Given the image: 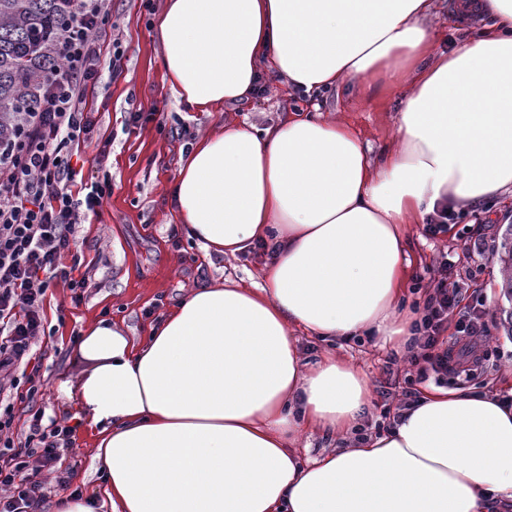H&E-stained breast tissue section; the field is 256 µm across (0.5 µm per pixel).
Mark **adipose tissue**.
Instances as JSON below:
<instances>
[{
    "label": "adipose tissue",
    "instance_id": "obj_1",
    "mask_svg": "<svg viewBox=\"0 0 512 512\" xmlns=\"http://www.w3.org/2000/svg\"><path fill=\"white\" fill-rule=\"evenodd\" d=\"M436 0H164L172 94L207 112L261 71L307 95L405 83L395 147L372 160L343 122L225 123L171 185L188 237L234 257L274 251L259 282L185 295L144 339L97 321L75 387L111 512H497L512 500V401L423 388L389 431L309 458L369 404L352 364L305 362L294 328L330 343L376 329L400 348L406 224L512 192V0L436 49Z\"/></svg>",
    "mask_w": 512,
    "mask_h": 512
}]
</instances>
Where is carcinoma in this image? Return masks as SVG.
I'll return each mask as SVG.
<instances>
[{"label":"carcinoma","instance_id":"1","mask_svg":"<svg viewBox=\"0 0 512 512\" xmlns=\"http://www.w3.org/2000/svg\"><path fill=\"white\" fill-rule=\"evenodd\" d=\"M74 0H0V142L21 131L38 95L57 73V35L74 19ZM502 288L512 299V224L499 255Z\"/></svg>","mask_w":512,"mask_h":512}]
</instances>
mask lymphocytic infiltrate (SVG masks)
I'll return each mask as SVG.
<instances>
[{"label": "lymphocytic infiltrate", "instance_id": "lymphocytic-infiltrate-1", "mask_svg": "<svg viewBox=\"0 0 512 512\" xmlns=\"http://www.w3.org/2000/svg\"><path fill=\"white\" fill-rule=\"evenodd\" d=\"M110 15V0H77L73 24L59 37L61 64L27 118L19 143L0 148V512H42L49 473L72 448L75 430L44 424L31 410L28 430L18 434L12 403L34 401L42 386L33 347L47 334L45 301L54 281L85 288L66 259L76 243L75 227L98 213L112 192L109 182L77 181L72 158L93 138L95 123L85 91L99 79L103 46L99 32ZM415 376L405 378L406 404L429 376L445 380L463 363L480 364L489 351L472 337H490L481 313L464 302L457 283L437 279L414 326ZM452 343H445V335Z\"/></svg>", "mask_w": 512, "mask_h": 512}]
</instances>
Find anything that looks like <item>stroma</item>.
<instances>
[{"mask_svg":"<svg viewBox=\"0 0 512 512\" xmlns=\"http://www.w3.org/2000/svg\"><path fill=\"white\" fill-rule=\"evenodd\" d=\"M111 5L114 33L124 50L122 73L116 78L103 73L98 83L88 87L86 98L97 126L92 142L72 163L83 179L111 180L112 193L100 214L89 215L77 227L81 269L88 277L81 300L73 301L70 288L61 281L48 292L46 314L51 334L36 348L43 379L36 404L49 420L71 418L75 409L74 403L63 401L58 387L65 381L77 382L89 367L75 350L76 340L88 325L100 319L115 320L139 338L188 290L226 278L238 281L257 276L260 256L209 257L179 230L167 185L177 174L182 150L224 121L262 128L306 106L304 99L271 79L250 100L214 112L187 108L170 92L161 47L153 36L152 23L162 0H112ZM404 93V88L394 83L370 96L332 90L320 103L324 116L350 124L369 155L377 157L396 137ZM156 107L164 111L161 122L122 132L127 113ZM478 220L487 237L499 240L505 227L512 224V194L467 206L456 222L449 224L447 233L433 239L426 235L424 225H404L408 264L403 305L412 309L423 302L441 253L452 252L454 271L463 278L467 302L482 303L493 323L492 356L472 386L497 393L507 371L512 370V337L498 324L502 311L512 308V300L501 291L496 249L477 254L468 248L471 227ZM332 349L356 365L368 380L370 406L361 419L362 426L384 424L386 412L400 404V383L411 370L407 357L373 334L337 341ZM94 448L93 431L77 426L72 451L64 453L57 464L58 470L71 473L72 487L92 497L101 486Z\"/></svg>","mask_w":512,"mask_h":512,"instance_id":"stroma-1","label":"stroma"}]
</instances>
